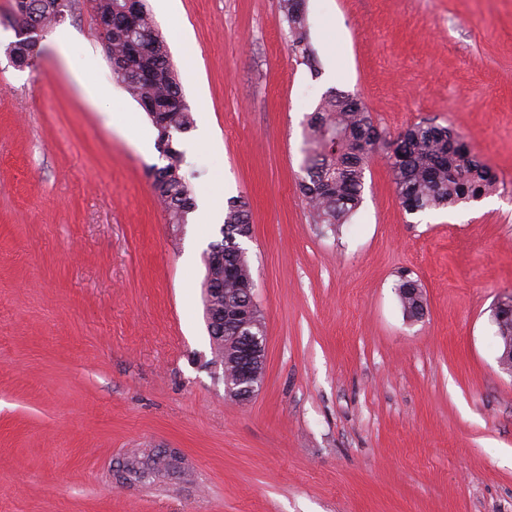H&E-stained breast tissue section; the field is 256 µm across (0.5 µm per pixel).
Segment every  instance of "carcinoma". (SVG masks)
<instances>
[{"label":"carcinoma","mask_w":512,"mask_h":512,"mask_svg":"<svg viewBox=\"0 0 512 512\" xmlns=\"http://www.w3.org/2000/svg\"><path fill=\"white\" fill-rule=\"evenodd\" d=\"M54 0H35L37 16L47 29L56 23L51 8ZM92 9L100 16L112 15V28L98 34L108 43L107 56L113 79L142 106L154 112L152 124L164 131H186L192 124L173 64L159 28L145 4L135 27L123 18L125 0H92ZM303 0H281L288 23L290 49L306 63L314 61ZM384 152L395 192L409 214L448 207L478 199L497 185L495 172L472 153L465 138L445 127L428 123L412 125L393 139L374 126L364 102L355 95L332 92L311 113L305 134L304 161L297 188L309 207L315 224L338 228L346 223L362 202L364 174L370 159ZM182 153L173 149L153 188L163 203L169 223L183 224L195 208L193 190L182 174ZM251 227L247 203L239 198L227 201L224 209V266H235L237 279H224L226 293L245 287L252 280L247 252L232 231ZM418 281L404 277L397 285L403 310L414 309L415 298L404 294L406 288H419ZM128 479L139 481L144 473L158 477L176 469L163 464L155 455H130L126 460Z\"/></svg>","instance_id":"obj_1"}]
</instances>
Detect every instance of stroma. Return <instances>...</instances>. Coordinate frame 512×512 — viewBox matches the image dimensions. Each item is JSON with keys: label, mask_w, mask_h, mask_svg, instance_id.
Segmentation results:
<instances>
[{"label": "stroma", "mask_w": 512, "mask_h": 512, "mask_svg": "<svg viewBox=\"0 0 512 512\" xmlns=\"http://www.w3.org/2000/svg\"><path fill=\"white\" fill-rule=\"evenodd\" d=\"M0 512H512V376L493 304L512 295V0H304L314 64L280 0H146L194 119L174 134L194 191L242 196L267 337L250 401L212 365L202 282L219 225L169 224L158 147L72 0L61 54L1 49ZM112 96L90 102L83 82ZM330 91L388 137L466 136L496 190L406 213L383 159L339 232L297 190L304 127ZM209 126L214 149H197ZM427 312L407 318L401 276ZM186 473L140 483L131 453Z\"/></svg>", "instance_id": "obj_1"}]
</instances>
